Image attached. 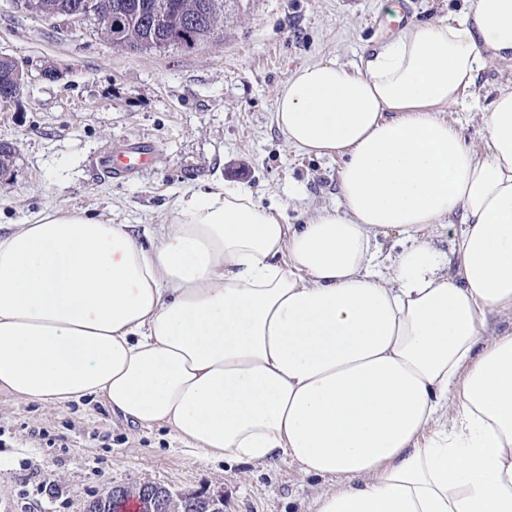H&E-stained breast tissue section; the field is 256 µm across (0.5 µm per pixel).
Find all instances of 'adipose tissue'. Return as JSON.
<instances>
[{
	"label": "adipose tissue",
	"instance_id": "ef3b65f1",
	"mask_svg": "<svg viewBox=\"0 0 512 512\" xmlns=\"http://www.w3.org/2000/svg\"><path fill=\"white\" fill-rule=\"evenodd\" d=\"M489 63L512 67V0L405 24L357 69L298 68L275 123L342 161L341 206L304 223L236 184L181 197L147 247L77 210L0 233V390L289 460L328 479L315 512H512V332L483 334L512 317V88L484 153L443 117ZM456 216L447 257L430 239Z\"/></svg>",
	"mask_w": 512,
	"mask_h": 512
}]
</instances>
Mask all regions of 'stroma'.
Instances as JSON below:
<instances>
[{
  "label": "stroma",
  "mask_w": 512,
  "mask_h": 512,
  "mask_svg": "<svg viewBox=\"0 0 512 512\" xmlns=\"http://www.w3.org/2000/svg\"><path fill=\"white\" fill-rule=\"evenodd\" d=\"M466 0H238L214 37L195 49L129 52L93 23L53 29L0 0V55L27 76L23 96L0 106V143L15 147L0 176V225L74 209L132 225L149 245L184 192L245 184L285 224L339 205V158L287 146L275 118L277 89L300 66H352L409 22L464 9ZM512 69L491 65L472 104L444 117L475 151L480 112ZM133 140L154 148L151 165L116 180L99 166ZM150 482L222 500L224 512H314L326 480L283 460L234 463L186 455L168 429H144L86 400L50 410L0 391V505L8 512H85L111 487Z\"/></svg>",
  "instance_id": "obj_1"
}]
</instances>
